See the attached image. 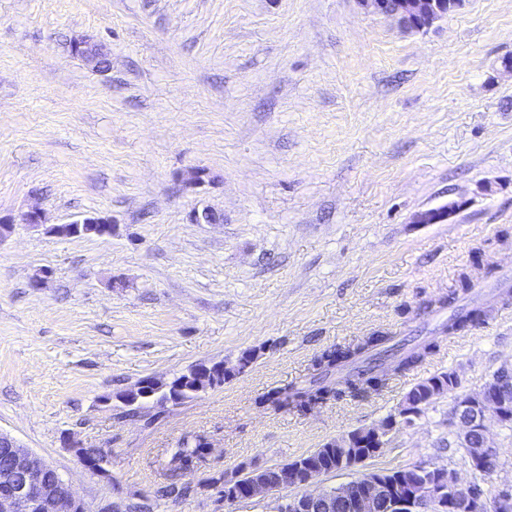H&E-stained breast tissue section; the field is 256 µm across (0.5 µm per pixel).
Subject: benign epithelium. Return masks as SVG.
Wrapping results in <instances>:
<instances>
[{
    "mask_svg": "<svg viewBox=\"0 0 512 512\" xmlns=\"http://www.w3.org/2000/svg\"><path fill=\"white\" fill-rule=\"evenodd\" d=\"M359 8L374 15L391 16L413 30L423 31L449 14L455 12L460 0H356ZM74 55L81 57L99 69L110 65L106 55L92 40L81 38L73 41ZM61 237L94 233L99 237L112 235V221L96 214H85L82 218L67 224H56L49 228ZM457 411L466 417L467 428L475 429L482 435V445L469 446L468 436H458L460 447L479 467L488 466L496 449L487 437L486 416L493 413L498 421L508 416V403L493 394V387L486 385L481 392L472 396L463 394L457 403ZM395 425L373 426L360 431L356 438L345 435L337 438L339 444L349 447L354 440L364 439L370 445V453L363 460L377 456L386 446ZM9 468L0 478V512H90L81 499L77 498L70 485L65 483L56 469L34 458L29 451L11 442ZM76 453L83 457L85 466L108 479L112 478L104 454L95 460L86 459L85 449L76 447ZM410 469H404L396 478L383 476L381 471L365 472L356 480L336 490L328 491L313 487L316 479L326 471L309 464H298L281 473L274 483L262 476H252L246 482V491L241 494L224 493V503L234 504L241 500L264 498L274 492L295 489L294 495L280 497L277 512H309L318 502L340 501L346 512H378L379 507L388 512H512V490L503 489L490 499L474 497L468 486L459 483L456 475L445 468H435L429 474L404 479Z\"/></svg>",
    "mask_w": 512,
    "mask_h": 512,
    "instance_id": "obj_1",
    "label": "benign epithelium"
}]
</instances>
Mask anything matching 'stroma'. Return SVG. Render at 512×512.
Listing matches in <instances>:
<instances>
[{"label":"stroma","mask_w":512,"mask_h":512,"mask_svg":"<svg viewBox=\"0 0 512 512\" xmlns=\"http://www.w3.org/2000/svg\"><path fill=\"white\" fill-rule=\"evenodd\" d=\"M82 37L111 70L72 54ZM193 168L208 174L196 188ZM33 206L45 226L20 223ZM204 208L223 223H192ZM430 209L444 218L416 222ZM90 212L112 236L46 231ZM0 217L15 222L0 242V432L94 510L275 512L272 495L225 505L214 479L376 425L436 373L474 392L512 363L510 305L370 397L304 413L261 401L321 350L429 335L424 306L461 275L476 300L512 277V0H463L422 32L355 0H0ZM245 355L181 405L119 398ZM487 428L490 485L511 486L512 429ZM458 430L444 394L365 467L430 463L470 483ZM191 434L205 460L170 476ZM173 482L190 494L157 499Z\"/></svg>","instance_id":"1"}]
</instances>
